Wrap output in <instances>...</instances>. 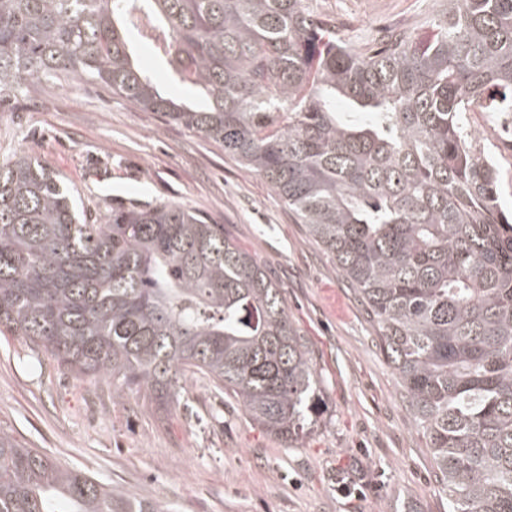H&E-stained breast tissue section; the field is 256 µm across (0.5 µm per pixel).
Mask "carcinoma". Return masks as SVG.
Returning a JSON list of instances; mask_svg holds the SVG:
<instances>
[{
    "label": "carcinoma",
    "instance_id": "carcinoma-1",
    "mask_svg": "<svg viewBox=\"0 0 512 512\" xmlns=\"http://www.w3.org/2000/svg\"><path fill=\"white\" fill-rule=\"evenodd\" d=\"M445 2L432 39L358 51L306 0H0V106L72 75L223 143L358 291L448 512H512V214L465 122L489 101L512 111V0ZM135 11L169 35L181 96L136 66ZM6 334L118 396L164 403L199 376L277 438L316 422L319 377L282 291L224 225L168 205L91 224L24 151L0 164ZM61 505L165 512L0 432V512Z\"/></svg>",
    "mask_w": 512,
    "mask_h": 512
}]
</instances>
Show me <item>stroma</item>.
<instances>
[{
    "label": "stroma",
    "mask_w": 512,
    "mask_h": 512,
    "mask_svg": "<svg viewBox=\"0 0 512 512\" xmlns=\"http://www.w3.org/2000/svg\"><path fill=\"white\" fill-rule=\"evenodd\" d=\"M354 47L382 29L426 39L442 0H308ZM29 152L77 188L88 215L179 205L247 250L283 292L321 378L317 422L285 445L233 397L188 379L156 410L59 369L0 337V431L116 489L176 512H447L425 438L413 426L377 327L330 257L268 182L223 145L73 77L30 85L0 108V163ZM512 211V144H478Z\"/></svg>",
    "instance_id": "obj_1"
}]
</instances>
